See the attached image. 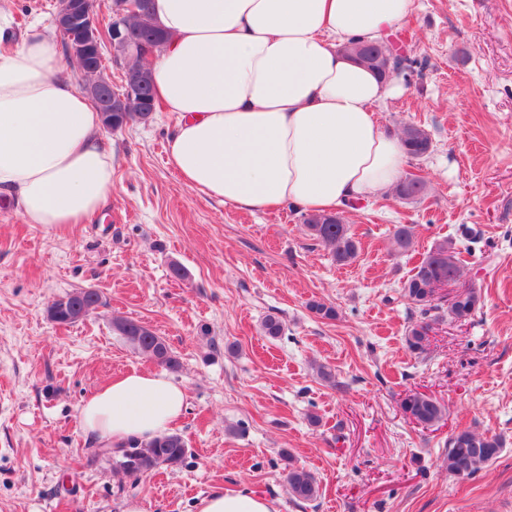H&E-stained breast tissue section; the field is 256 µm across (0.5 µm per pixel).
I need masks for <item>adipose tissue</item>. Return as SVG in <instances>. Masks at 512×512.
Here are the masks:
<instances>
[{
  "label": "adipose tissue",
  "instance_id": "1",
  "mask_svg": "<svg viewBox=\"0 0 512 512\" xmlns=\"http://www.w3.org/2000/svg\"><path fill=\"white\" fill-rule=\"evenodd\" d=\"M412 0H153L168 36L155 92L179 121L169 165L191 189L241 210L289 203L332 212L384 195L407 153L373 110L392 87L345 45L388 38ZM0 199L28 223L60 232L91 221L112 196L113 145L94 104L74 85L40 22L13 38L0 10ZM186 392L132 371L80 408L102 447L164 433ZM197 512H274L249 489L212 492Z\"/></svg>",
  "mask_w": 512,
  "mask_h": 512
}]
</instances>
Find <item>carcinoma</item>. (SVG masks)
Masks as SVG:
<instances>
[{
    "instance_id": "obj_1",
    "label": "carcinoma",
    "mask_w": 512,
    "mask_h": 512,
    "mask_svg": "<svg viewBox=\"0 0 512 512\" xmlns=\"http://www.w3.org/2000/svg\"><path fill=\"white\" fill-rule=\"evenodd\" d=\"M151 0H141L137 11L126 17L124 29L125 39L136 48V54L125 58L124 69L133 70L142 66L138 71L137 86L129 84L116 90L119 95L112 107V112H103V128L109 132L121 130L135 123L148 121L145 108L154 105L159 108V102L154 93L153 69L145 67V61L156 56L167 42V36L151 18ZM351 50L357 60L374 70L378 76L387 80L394 66L401 65L395 56V49L385 42H356ZM77 67L91 64L103 65V52L91 46L86 57L68 56ZM399 138L403 142L406 153L411 158H422L428 155L432 148L429 134L415 124L402 126ZM395 196L405 202L422 199L427 193V182L417 176H408L399 180L393 187ZM303 224L307 235L328 247L336 262L344 265L357 256L359 242L350 233L338 214L324 212H309L303 215ZM395 249L407 253L414 247V228L408 224H398L393 233ZM461 277V262L452 243L444 239L437 243L419 264L413 274L402 284V293L419 310L420 319L413 322L406 331V343L413 351L424 349L428 318L431 312L441 309L438 299L434 297V286L450 277ZM480 297L473 289L464 291L462 297L448 302V316L456 320H466L473 315ZM101 304L99 294L89 295L84 290H76L56 301L49 309V318L58 324L74 323L73 316L81 309L96 308ZM309 310L322 319L334 320L336 308L321 300H311ZM265 336L275 339L282 335L284 324L275 315H268L261 324ZM115 331L131 346L146 358L166 367L169 370L179 368V361L163 337L157 335L147 326L137 320H121L114 323ZM403 412L416 424L431 428L445 417L446 411L437 400L421 393H411L401 402ZM504 441L501 436L488 432L479 433L463 429L453 433L448 438L445 464L448 472L458 477H471L490 462L495 460ZM119 458L116 466L129 477H138L155 469L175 467L180 465L187 454L186 443L178 433H164L149 441L132 439L118 449ZM286 461L288 473L286 477L287 490L290 497L296 501L310 502L317 498L319 484L309 470L294 464L288 453H282Z\"/></svg>"
}]
</instances>
